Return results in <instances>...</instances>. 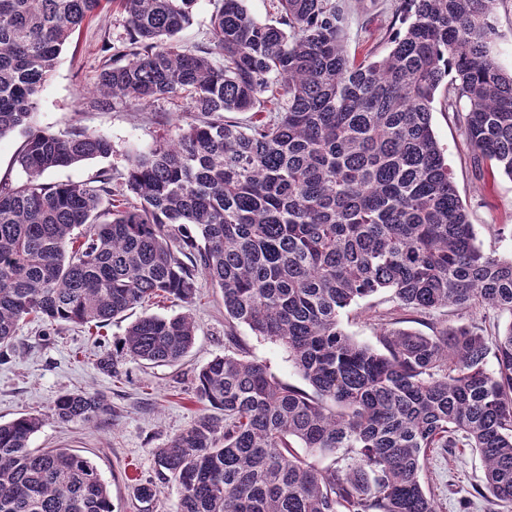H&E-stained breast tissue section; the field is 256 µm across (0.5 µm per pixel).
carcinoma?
Listing matches in <instances>:
<instances>
[{
  "instance_id": "1",
  "label": "carcinoma",
  "mask_w": 512,
  "mask_h": 512,
  "mask_svg": "<svg viewBox=\"0 0 512 512\" xmlns=\"http://www.w3.org/2000/svg\"><path fill=\"white\" fill-rule=\"evenodd\" d=\"M403 2L404 30L358 62L336 0H277L270 23L244 0H217L209 44L194 50L175 39L193 0H0V136L24 132L26 173L0 181V359L24 322L98 328L154 298L193 303L201 275L219 288L234 351L196 377L197 398L219 414L153 450L158 474L178 485L176 512H437L421 481L432 448L475 449L488 502L512 505V320L492 332L437 319L427 335L382 314L377 348L339 322L384 290L420 316L476 305L512 316V258L477 244L431 124L452 72L474 161L512 178V71L492 50L498 0ZM108 3L133 42L126 64L101 67L95 103L184 94L196 118L131 157L124 192L110 169L48 184L53 169L112 155L85 127L31 124L63 46ZM264 94L275 116L224 119ZM238 324L282 344L313 392L252 358ZM195 335L189 313L144 314L96 367L113 377L126 359L174 364ZM110 414L80 390L49 417ZM44 421L0 423V512H113L86 458L31 447Z\"/></svg>"
}]
</instances>
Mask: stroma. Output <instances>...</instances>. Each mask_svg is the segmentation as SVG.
<instances>
[{
	"instance_id": "obj_1",
	"label": "stroma",
	"mask_w": 512,
	"mask_h": 512,
	"mask_svg": "<svg viewBox=\"0 0 512 512\" xmlns=\"http://www.w3.org/2000/svg\"><path fill=\"white\" fill-rule=\"evenodd\" d=\"M336 2L343 13L347 51L356 58L371 50L383 53L390 38L402 28V0ZM130 40L124 15L109 5L63 47L40 93L32 124L56 134L75 125L99 132L111 139L112 155L52 170L46 173L45 182H89L104 168L124 174L128 156L154 148L175 136L180 125L193 120L191 103L185 96L157 100L145 107L121 103L94 106L101 64L116 59L118 49ZM464 112V102L447 103L445 93H438L433 103V129L448 159L458 195L469 211L478 244L484 252L508 258L512 256V179L475 166L464 136ZM396 307L391 292L385 291L346 308L340 324L356 340L373 345L377 326L369 320V313L385 314ZM144 310L160 316L191 312L197 326L194 345L173 365L124 361L115 377L99 372L95 363L104 352L114 350L129 320L136 318V311L93 334L71 324L47 331L34 322L22 324L13 353L0 362V421L24 413L47 417L56 398L68 391L102 395L112 406L110 416L68 425L47 417L34 435L32 447L68 448L89 459L110 488L114 512H175L178 489L171 482L159 483L153 451L205 412L196 396V375L208 361L228 351L224 300L202 278L192 306L154 299ZM236 335L251 357L267 364L278 380L306 388L285 347L255 335L243 324L237 326ZM482 478L481 459L470 448L432 453L423 470L425 487L433 495L438 512H490L487 501L474 491ZM149 481L158 482L159 492L146 507L137 501L135 488Z\"/></svg>"
}]
</instances>
